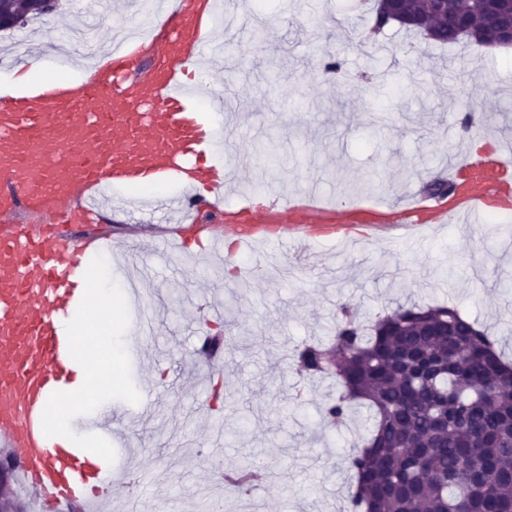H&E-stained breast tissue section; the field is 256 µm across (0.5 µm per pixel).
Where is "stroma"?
I'll return each mask as SVG.
<instances>
[{
  "instance_id": "1",
  "label": "stroma",
  "mask_w": 512,
  "mask_h": 512,
  "mask_svg": "<svg viewBox=\"0 0 512 512\" xmlns=\"http://www.w3.org/2000/svg\"><path fill=\"white\" fill-rule=\"evenodd\" d=\"M236 16L265 20L233 25L224 49L230 85L226 156L261 191L295 196L316 186L333 208L335 236L312 242L317 266L291 253L256 246L225 259L223 252L176 256L164 241L192 224L169 218L132 221L105 204L103 213L75 212L67 233L109 235L112 277L136 285L129 301L126 343L138 346L132 379L139 404L113 401V477L140 478L135 490L116 485L111 512L136 496L154 512H206L212 483L200 455L225 462L252 459L270 476L250 492L224 494V512H340L354 491L345 456L365 433V418L328 424L321 416L336 395L335 379L301 378L288 355L300 342L329 340L340 304L362 323L400 304L447 302L495 337L512 360V179L506 172L472 175L485 189L496 223L464 215L448 200V223L423 228L409 244L381 231L413 224L428 184L447 179L449 157L465 158L476 139L512 148V47L442 45L391 25L373 31L370 0H230ZM93 37L82 0L0 32V44L31 45L57 36L60 22ZM334 57L340 68L325 73ZM474 114L464 129V113ZM385 189L356 192L367 175ZM450 270L439 278L440 270ZM218 305L229 330L221 361L192 358L199 342L198 304ZM150 335H138L143 320ZM223 375L226 404L211 411L206 393ZM247 421L245 435L217 440L218 427Z\"/></svg>"
}]
</instances>
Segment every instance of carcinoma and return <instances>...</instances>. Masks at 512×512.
Returning a JSON list of instances; mask_svg holds the SVG:
<instances>
[{
	"label": "carcinoma",
	"mask_w": 512,
	"mask_h": 512,
	"mask_svg": "<svg viewBox=\"0 0 512 512\" xmlns=\"http://www.w3.org/2000/svg\"><path fill=\"white\" fill-rule=\"evenodd\" d=\"M404 0L399 25L417 30L427 15L441 44L459 38L440 28L461 14L468 40L495 42L498 20L463 0ZM330 344L294 350L298 371L340 386L323 409L343 421L368 409V435L348 457L356 490L345 512H512V364L488 331L446 303L399 305L366 330L342 307ZM224 479L248 488L253 464L224 466Z\"/></svg>",
	"instance_id": "obj_1"
}]
</instances>
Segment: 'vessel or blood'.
<instances>
[{"instance_id":"obj_1","label":"vessel or blood","mask_w":512,"mask_h":512,"mask_svg":"<svg viewBox=\"0 0 512 512\" xmlns=\"http://www.w3.org/2000/svg\"><path fill=\"white\" fill-rule=\"evenodd\" d=\"M143 32L109 51L96 76L53 80L31 95L0 94V211L46 213L50 222L0 227V446L11 449L18 478L50 512H97L112 496V469L42 430L49 397L68 382L73 360L65 325L84 291L79 275L101 238L57 229L75 202L96 208L112 191L141 184L172 186L169 195L135 201L140 215L224 205L231 166L212 144L224 135V94L199 66L215 53L217 0H148ZM203 183L206 194L195 192ZM302 210L311 221L288 236L270 227ZM324 213L315 188L302 199L276 196L237 224L238 252L257 244L304 240ZM112 435V412L79 418Z\"/></svg>"}]
</instances>
